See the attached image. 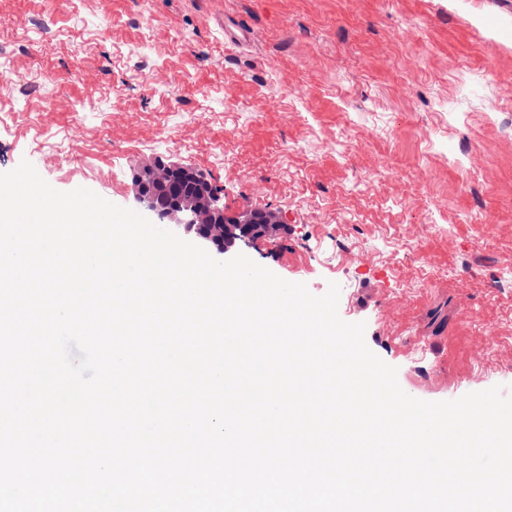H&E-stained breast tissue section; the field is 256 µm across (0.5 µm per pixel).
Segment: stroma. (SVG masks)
Here are the masks:
<instances>
[{"label": "stroma", "instance_id": "stroma-1", "mask_svg": "<svg viewBox=\"0 0 512 512\" xmlns=\"http://www.w3.org/2000/svg\"><path fill=\"white\" fill-rule=\"evenodd\" d=\"M139 210L188 165L227 215L275 212L239 253L365 323L408 395L512 366V0H0V173Z\"/></svg>", "mask_w": 512, "mask_h": 512}]
</instances>
